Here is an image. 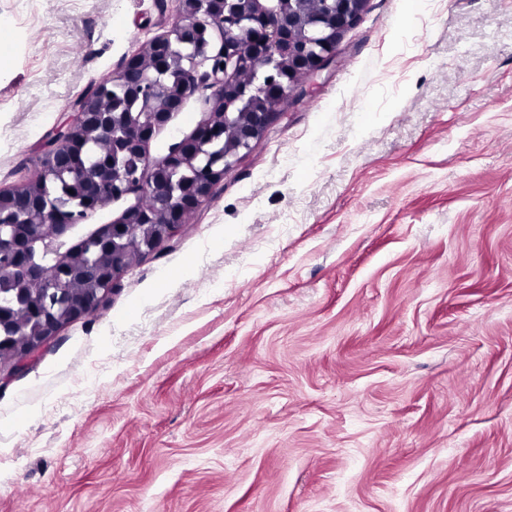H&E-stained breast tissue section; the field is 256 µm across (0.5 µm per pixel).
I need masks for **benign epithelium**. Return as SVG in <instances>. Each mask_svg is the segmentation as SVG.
Masks as SVG:
<instances>
[{
	"mask_svg": "<svg viewBox=\"0 0 512 512\" xmlns=\"http://www.w3.org/2000/svg\"><path fill=\"white\" fill-rule=\"evenodd\" d=\"M171 28L128 57L112 78L82 95L38 159L39 177L0 190V335L11 372L59 330L92 314L136 261L186 223L188 214L259 140L307 76L336 59L344 33L368 0H174ZM212 91L213 112L152 163L146 148L184 101ZM140 162L133 171L127 158ZM69 177L73 199L49 185ZM118 221L67 246L90 212L127 195ZM137 242L128 247L131 231Z\"/></svg>",
	"mask_w": 512,
	"mask_h": 512,
	"instance_id": "obj_1",
	"label": "benign epithelium"
}]
</instances>
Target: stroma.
<instances>
[{
  "label": "stroma",
  "mask_w": 512,
  "mask_h": 512,
  "mask_svg": "<svg viewBox=\"0 0 512 512\" xmlns=\"http://www.w3.org/2000/svg\"><path fill=\"white\" fill-rule=\"evenodd\" d=\"M174 13L0 0V188ZM317 83L0 383V512H512V0H368Z\"/></svg>",
  "instance_id": "35a3bbf8"
}]
</instances>
